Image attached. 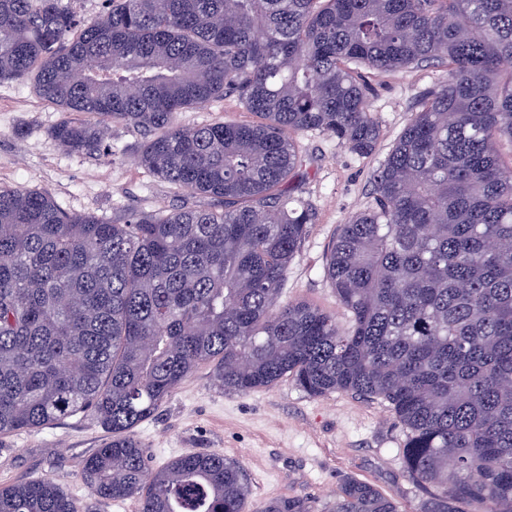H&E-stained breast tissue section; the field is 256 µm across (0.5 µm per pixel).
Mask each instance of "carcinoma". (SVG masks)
I'll return each mask as SVG.
<instances>
[{
    "instance_id": "carcinoma-1",
    "label": "carcinoma",
    "mask_w": 512,
    "mask_h": 512,
    "mask_svg": "<svg viewBox=\"0 0 512 512\" xmlns=\"http://www.w3.org/2000/svg\"><path fill=\"white\" fill-rule=\"evenodd\" d=\"M0 0V83L27 79L68 113L52 137L92 153L108 123L142 135L137 164L211 200L123 223L0 188V437L88 411L108 439L82 475L140 512H246L242 464L188 453L154 469L136 438L199 366L226 391L291 379L321 397L386 401L407 431L419 512H512V0ZM436 63L448 80L373 175L374 204L325 257L349 327L280 301L314 223L288 183L296 136L359 156L381 129L367 75ZM235 95L251 123L184 127ZM0 512H79L50 477L0 487ZM401 512L348 477L321 509Z\"/></svg>"
}]
</instances>
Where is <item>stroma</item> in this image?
<instances>
[{
  "label": "stroma",
  "instance_id": "1",
  "mask_svg": "<svg viewBox=\"0 0 512 512\" xmlns=\"http://www.w3.org/2000/svg\"><path fill=\"white\" fill-rule=\"evenodd\" d=\"M447 76L446 68L426 63L373 76L370 110L380 124L381 140L371 156H358L316 132L298 135L303 162L289 189L312 207L315 221L288 268L282 301H305L339 313L325 272L327 248L340 224L371 205L374 172L413 117L417 100ZM63 117L38 98L31 82L0 83V187L46 191L66 211L90 212L111 222L135 211L169 210L189 202L188 194L147 176L137 165L139 132L113 123L98 151L70 152L51 135ZM252 119L233 96L177 115L185 126ZM136 434L157 468L193 452L220 451L239 461L250 484L251 512L289 496L322 507L348 477L373 484L402 512H417L423 498L402 469L405 428L387 403L349 393L311 397L288 380L248 393L228 392L202 366ZM105 438L88 413L0 437V486L48 476L87 512H139L134 498L97 500L83 480L84 459Z\"/></svg>",
  "mask_w": 512,
  "mask_h": 512
}]
</instances>
